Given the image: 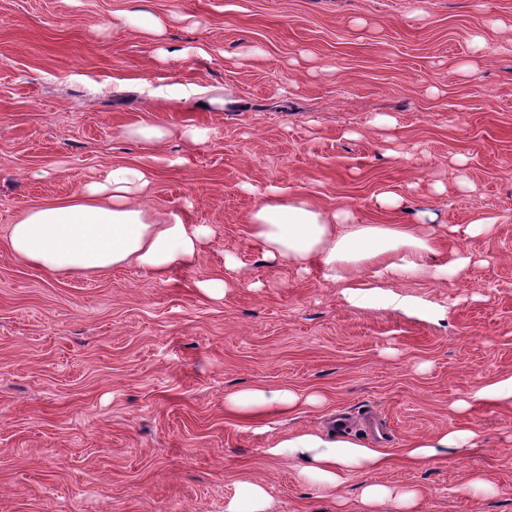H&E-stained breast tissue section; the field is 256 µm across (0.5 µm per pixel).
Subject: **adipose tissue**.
I'll list each match as a JSON object with an SVG mask.
<instances>
[{"instance_id": "obj_1", "label": "adipose tissue", "mask_w": 512, "mask_h": 512, "mask_svg": "<svg viewBox=\"0 0 512 512\" xmlns=\"http://www.w3.org/2000/svg\"><path fill=\"white\" fill-rule=\"evenodd\" d=\"M149 180L143 171L112 170L101 183L86 185L77 195L25 209L11 225L8 243L21 261L53 275L91 274L134 263L161 275L192 259L206 230L174 220L160 224L136 201ZM252 239L266 257L307 271L317 268L326 282L340 288L345 301L374 299L401 311H413L436 321L444 309L412 294L388 289L387 281L427 276L439 282L459 278L475 263L472 255L441 251L438 238L408 224H360L352 210H326L310 199H285L267 194L248 219ZM299 401L285 389L255 388L225 400L231 410L261 415L285 412ZM477 429L440 430L415 439L408 457L428 463L447 454L477 447ZM270 455L294 463L300 475L321 489L337 490L351 473L385 469L387 456L348 433L314 427L276 439ZM422 490L369 482L359 500L362 512H377L395 503L401 512H415Z\"/></svg>"}]
</instances>
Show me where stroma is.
<instances>
[{
	"mask_svg": "<svg viewBox=\"0 0 512 512\" xmlns=\"http://www.w3.org/2000/svg\"><path fill=\"white\" fill-rule=\"evenodd\" d=\"M134 6L0 0V512H224L250 479L269 512H361L369 481L421 488L417 512H512V403L474 397L512 373V0H149L157 34ZM144 123L171 135L125 137ZM118 167L147 174L153 217L210 228L194 259L158 278L13 256L24 209ZM272 189L361 224L424 223L477 264L449 285L392 282L446 307L438 323L351 305L250 237ZM476 221L491 231L470 235ZM209 279L223 299L198 290ZM259 386L324 402L225 408ZM339 413L387 469L332 494L267 455ZM469 427L481 447L405 455Z\"/></svg>",
	"mask_w": 512,
	"mask_h": 512,
	"instance_id": "35a3bbf8",
	"label": "stroma"
}]
</instances>
